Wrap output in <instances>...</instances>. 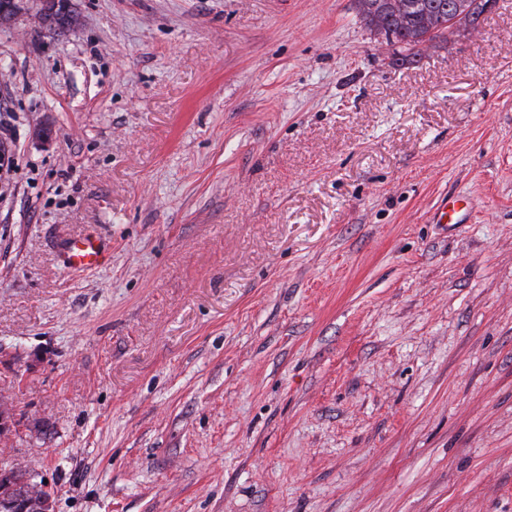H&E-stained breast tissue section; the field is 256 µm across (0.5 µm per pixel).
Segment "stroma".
Segmentation results:
<instances>
[{
    "mask_svg": "<svg viewBox=\"0 0 512 512\" xmlns=\"http://www.w3.org/2000/svg\"><path fill=\"white\" fill-rule=\"evenodd\" d=\"M38 2L0 20V449L53 512H512V0L402 67L352 0ZM106 248L98 237L69 239L64 247V261L70 267L92 269L102 265Z\"/></svg>",
    "mask_w": 512,
    "mask_h": 512,
    "instance_id": "stroma-1",
    "label": "stroma"
}]
</instances>
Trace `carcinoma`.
Returning a JSON list of instances; mask_svg holds the SVG:
<instances>
[{"label": "carcinoma", "mask_w": 512, "mask_h": 512, "mask_svg": "<svg viewBox=\"0 0 512 512\" xmlns=\"http://www.w3.org/2000/svg\"><path fill=\"white\" fill-rule=\"evenodd\" d=\"M493 0H354V9L371 34L399 46L396 66L418 62L424 49L460 29L476 28Z\"/></svg>", "instance_id": "1"}]
</instances>
